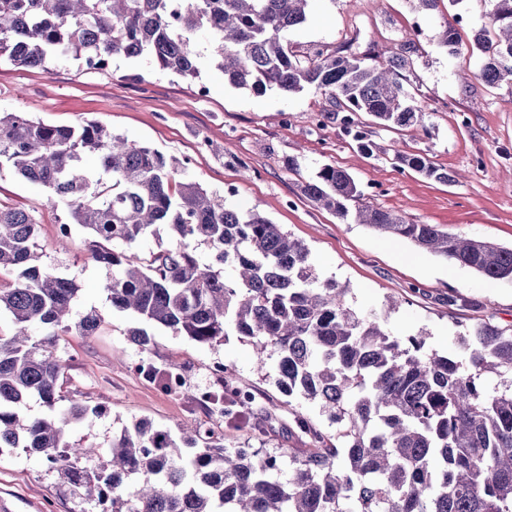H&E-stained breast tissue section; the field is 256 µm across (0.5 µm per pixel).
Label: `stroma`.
Instances as JSON below:
<instances>
[{
	"label": "stroma",
	"instance_id": "obj_1",
	"mask_svg": "<svg viewBox=\"0 0 512 512\" xmlns=\"http://www.w3.org/2000/svg\"><path fill=\"white\" fill-rule=\"evenodd\" d=\"M490 0H466L464 7L440 0L437 9L416 12L408 0H309L306 21L287 31L292 46L308 52L319 46L354 44L358 50L394 46L411 22L421 25L413 66L405 84L424 111V126L384 128L359 113L374 146L363 158L340 127L317 126L314 118L331 107L314 89L256 93L234 87L208 55L199 38V75L183 78L160 71L145 59L113 57L105 70L87 69L80 60L47 68L0 64V112H25L48 125L75 126L93 120L128 141L147 145L183 164V177L210 192L223 193L226 205L254 209L306 244L325 279L348 284L349 304L386 321L392 335L427 332L428 344L465 355L462 334L489 321L512 329V284L492 281L423 252L411 242L388 239L354 219L310 201L305 181L325 164L350 173L361 191V205L401 215L414 224H434L459 237L512 246V83L487 86L479 62L468 54L450 56L439 41L446 28L470 39L484 26ZM207 96H199V87ZM422 153L455 174L442 183L402 166L396 153ZM297 170H287L285 158ZM0 203L26 211L37 224L42 264L79 288L74 316L96 312L102 319L90 336L61 334L59 347L69 363L67 399L101 404L102 415L70 424L69 440L107 448L132 422L145 420L179 434L187 423H201L235 447L278 448L281 470L310 440L294 425L303 414L319 430L334 428L318 405L286 395L277 385L274 362L258 365L253 346L230 335L207 345L171 330L152 328L149 350L129 342L136 317L113 307L104 289L112 272L95 262L91 237L69 223L62 203L44 186L0 168ZM220 361L232 368L237 386L251 390L267 414L260 437L226 418L210 416L194 403L208 386V367ZM176 366L184 387L163 390L140 373V366ZM55 473L19 448L0 450V512H84Z\"/></svg>",
	"mask_w": 512,
	"mask_h": 512
}]
</instances>
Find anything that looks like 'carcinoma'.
<instances>
[{"label": "carcinoma", "mask_w": 512, "mask_h": 512, "mask_svg": "<svg viewBox=\"0 0 512 512\" xmlns=\"http://www.w3.org/2000/svg\"><path fill=\"white\" fill-rule=\"evenodd\" d=\"M488 25L468 45L447 29L448 54L477 56L488 86L512 81V0H492ZM308 0H0V60L43 67L50 59H82L105 68L112 57L148 58L183 78L198 76L199 33L214 37L212 56L224 81L255 92L312 86L333 108L317 124L337 122L361 154L372 143L354 114L385 127H411L423 110L404 89L414 40L394 50L356 52L327 46L301 54L283 33L306 21ZM98 155L101 172L82 166ZM396 160L429 178L452 182L423 154ZM7 165L50 190L71 223L89 230L93 258L112 269L104 288L112 305L202 344L233 332L249 341L257 362L276 358L277 384L316 403L336 425V441L306 418L296 428L313 447L280 476L275 452L229 448L224 436L197 426L191 434L137 420L110 443L109 460L88 465L91 452L65 440L73 420L100 407L65 400L68 363L58 336L75 328L94 334L101 317L67 324L78 293L74 281L39 264L36 222L0 205V313L14 333H0V449L38 456L98 512H512V331L484 322L466 357L427 345L421 332L405 339L379 317L348 304L349 289L323 279L309 248L255 210L178 177L180 164L127 141L106 126H52L21 112H0V167ZM304 195L345 219L361 196L352 176L326 164L305 182ZM357 222L409 240L447 263L512 283V247L459 239L435 224H411L380 209L355 208ZM165 224L170 244L142 258L106 244L133 246ZM213 251L203 262L197 250ZM139 370L172 390L176 370ZM218 389L196 399L260 433L255 398L223 370ZM40 400L51 414L28 419L19 407ZM134 480L128 494L123 485Z\"/></svg>", "instance_id": "1"}]
</instances>
